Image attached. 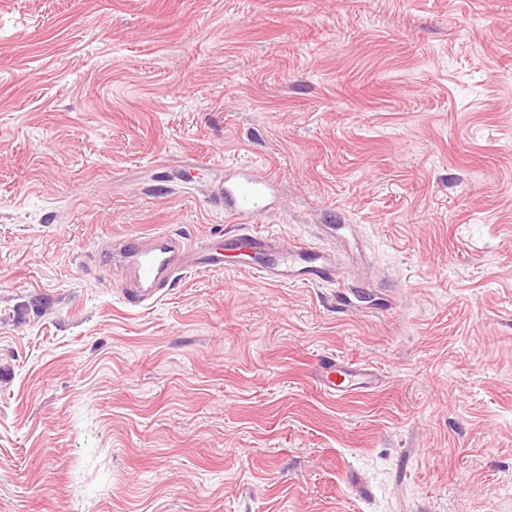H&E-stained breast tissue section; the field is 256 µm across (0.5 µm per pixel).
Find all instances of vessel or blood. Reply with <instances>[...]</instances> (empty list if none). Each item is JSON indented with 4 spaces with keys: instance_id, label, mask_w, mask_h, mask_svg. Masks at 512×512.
Segmentation results:
<instances>
[{
    "instance_id": "vessel-or-blood-1",
    "label": "vessel or blood",
    "mask_w": 512,
    "mask_h": 512,
    "mask_svg": "<svg viewBox=\"0 0 512 512\" xmlns=\"http://www.w3.org/2000/svg\"><path fill=\"white\" fill-rule=\"evenodd\" d=\"M273 182L270 175L225 181L224 212L238 222L239 229L225 234L222 244H197L173 232L137 233L108 240L100 249V258L105 267L118 272L124 301L133 307L153 304L183 274L223 269L225 252L241 248L254 257L253 274L266 282L336 283V261L322 246L305 242L287 248L275 234L253 230ZM317 380L326 393L336 396L369 391L378 384L377 375L368 367L332 357L320 360Z\"/></svg>"
}]
</instances>
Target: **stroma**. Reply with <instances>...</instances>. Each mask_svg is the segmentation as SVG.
Returning a JSON list of instances; mask_svg holds the SVG:
<instances>
[{"label":"stroma","mask_w":512,"mask_h":512,"mask_svg":"<svg viewBox=\"0 0 512 512\" xmlns=\"http://www.w3.org/2000/svg\"><path fill=\"white\" fill-rule=\"evenodd\" d=\"M239 165L359 287L126 306L98 245L236 230ZM0 512H512V0H0ZM317 380L326 393L342 396L352 392L369 391L377 387V375L368 367L344 363L332 357L320 360Z\"/></svg>","instance_id":"obj_1"}]
</instances>
